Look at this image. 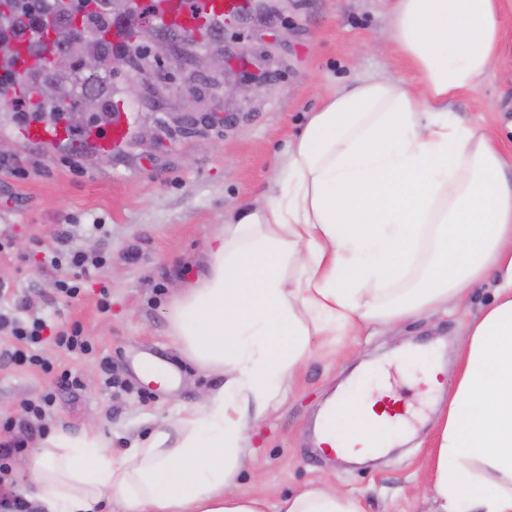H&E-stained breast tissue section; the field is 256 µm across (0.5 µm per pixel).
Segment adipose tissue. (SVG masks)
I'll return each instance as SVG.
<instances>
[{
	"mask_svg": "<svg viewBox=\"0 0 512 512\" xmlns=\"http://www.w3.org/2000/svg\"><path fill=\"white\" fill-rule=\"evenodd\" d=\"M512 0H394L385 36L419 76L356 81L327 97L288 149L287 177L237 207L207 271L174 302L169 334L219 375L217 390L113 453L95 428L39 442L24 471L36 512H364L319 481L275 505L243 494L249 432L313 355L311 339L377 323L397 333L425 311L465 305L488 276L496 299L470 321L432 460L429 512H512V181L494 133L448 101L496 67ZM369 394L336 410L347 458L389 444Z\"/></svg>",
	"mask_w": 512,
	"mask_h": 512,
	"instance_id": "1",
	"label": "adipose tissue"
}]
</instances>
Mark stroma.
I'll list each match as a JSON object with an SVG mask.
<instances>
[{"label":"stroma","instance_id":"obj_1","mask_svg":"<svg viewBox=\"0 0 512 512\" xmlns=\"http://www.w3.org/2000/svg\"><path fill=\"white\" fill-rule=\"evenodd\" d=\"M390 0H278L276 11L225 25L206 49L230 50L228 71H250L257 58L274 55L262 91L223 99V76L182 62L167 77L126 91L125 73L114 76V102L131 123L120 151L34 145L20 134L12 113H0V280L9 284L0 309L21 320L47 323L42 353L54 363L47 374L0 364V419L11 418L28 447L43 432L80 433L99 428L108 447L122 451L144 439L164 417L193 407L220 386L217 375L189 361L168 334L176 294L196 281L208 263V242L232 208L266 200L276 189L288 146L310 112L328 95L358 80L392 76L416 88L415 71L400 53L380 49L390 22ZM500 60L479 87L455 96L448 108L460 120L482 123L498 135L512 180V12L501 19ZM191 86L192 95L182 92ZM229 112L228 126H207L205 115ZM68 240H61V233ZM79 252L97 263L89 277L69 265ZM58 266H51L50 258ZM77 277L81 292L63 299L57 281ZM495 280L474 289L463 309L427 312L407 321L399 336L371 324L337 337L316 336V355L283 385L279 402L252 431L253 469L239 476L242 493L268 502L325 479L359 495L365 512H427V462L441 428L447 392L424 394L417 380L437 366L443 379L459 369L458 346L468 321L490 304ZM79 326L92 352L71 356L57 348L56 331ZM420 350L422 360L405 358ZM162 355L179 375L176 387L145 383L138 358ZM391 361V391L422 415L413 437L385 456L348 462L320 451L315 424L341 393L353 390L354 372L378 359ZM70 370L82 386L58 390L55 374ZM56 401L46 420L25 403L47 392Z\"/></svg>","mask_w":512,"mask_h":512}]
</instances>
